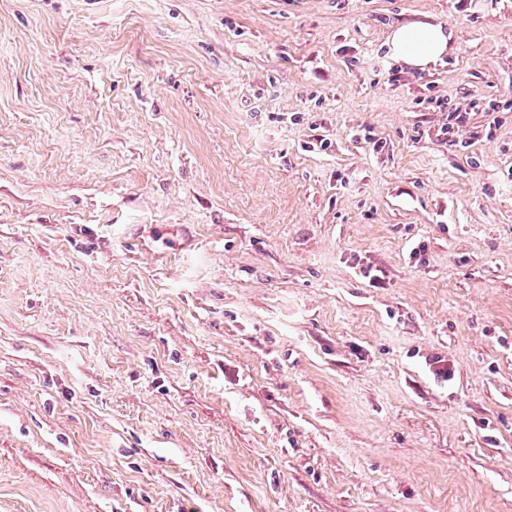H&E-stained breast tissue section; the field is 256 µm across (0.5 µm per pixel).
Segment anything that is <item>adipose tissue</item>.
<instances>
[{
  "label": "adipose tissue",
  "mask_w": 512,
  "mask_h": 512,
  "mask_svg": "<svg viewBox=\"0 0 512 512\" xmlns=\"http://www.w3.org/2000/svg\"><path fill=\"white\" fill-rule=\"evenodd\" d=\"M450 32L429 21H415L393 28L388 37L390 56L417 70H427L449 51Z\"/></svg>",
  "instance_id": "adipose-tissue-1"
}]
</instances>
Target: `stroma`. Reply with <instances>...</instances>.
Wrapping results in <instances>:
<instances>
[{
    "label": "stroma",
    "mask_w": 512,
    "mask_h": 512,
    "mask_svg": "<svg viewBox=\"0 0 512 512\" xmlns=\"http://www.w3.org/2000/svg\"><path fill=\"white\" fill-rule=\"evenodd\" d=\"M0 512H512V0H0ZM450 32L429 21H415L393 28L388 37L389 55L417 70H427L449 51Z\"/></svg>",
    "instance_id": "1"
}]
</instances>
